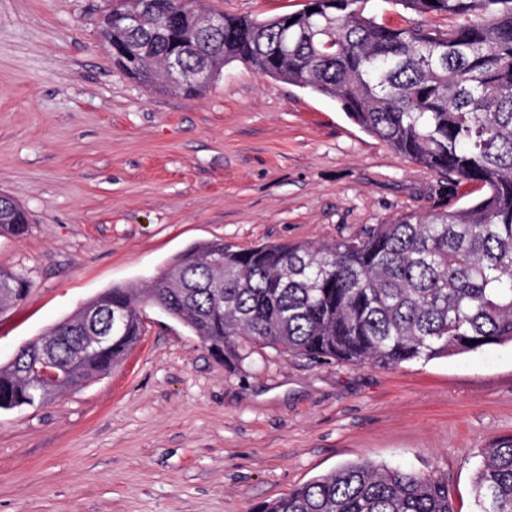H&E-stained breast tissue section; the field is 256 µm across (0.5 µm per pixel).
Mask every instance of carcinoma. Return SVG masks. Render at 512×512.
<instances>
[{"mask_svg": "<svg viewBox=\"0 0 512 512\" xmlns=\"http://www.w3.org/2000/svg\"><path fill=\"white\" fill-rule=\"evenodd\" d=\"M369 0H308L300 11L264 19L224 15L183 59L211 78L181 86L199 92L240 61L336 101L363 131L431 170L476 184V201L429 214L403 213L352 238L241 247L215 240L176 255L147 288H111L85 303L0 366V409L41 402L28 366L49 352L65 376L47 394L74 390L119 365L155 306L188 328L224 362L253 347L285 357L390 366L512 342V0H391L420 16H452L442 32L423 24L391 27ZM102 35L129 46L138 63L123 72L152 87L174 45L190 40L208 11L195 7L179 29L158 26L181 0L156 10L132 32L118 14ZM314 11H309V8ZM26 210L0 195V234L19 235ZM224 280V299L209 284ZM30 283L0 267V312L22 301ZM115 307L121 332L88 348L93 328ZM97 312L94 323L86 311ZM474 512H512V436L482 449ZM259 512H456L440 478L370 461L350 462Z\"/></svg>", "mask_w": 512, "mask_h": 512, "instance_id": "1", "label": "carcinoma"}]
</instances>
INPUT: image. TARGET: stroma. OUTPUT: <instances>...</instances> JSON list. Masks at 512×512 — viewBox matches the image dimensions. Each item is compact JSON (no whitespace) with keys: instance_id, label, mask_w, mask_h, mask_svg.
I'll return each mask as SVG.
<instances>
[{"instance_id":"obj_1","label":"stroma","mask_w":512,"mask_h":512,"mask_svg":"<svg viewBox=\"0 0 512 512\" xmlns=\"http://www.w3.org/2000/svg\"><path fill=\"white\" fill-rule=\"evenodd\" d=\"M306 0H205L254 18ZM111 0H0V194L29 213L0 235L26 298L0 313V365L188 246L335 240L458 204L471 183L403 157L340 105L239 61L198 95L112 62ZM111 373L0 410V512H255L369 459L446 479L472 512L480 451L512 436V345L398 366H230L155 307Z\"/></svg>"}]
</instances>
